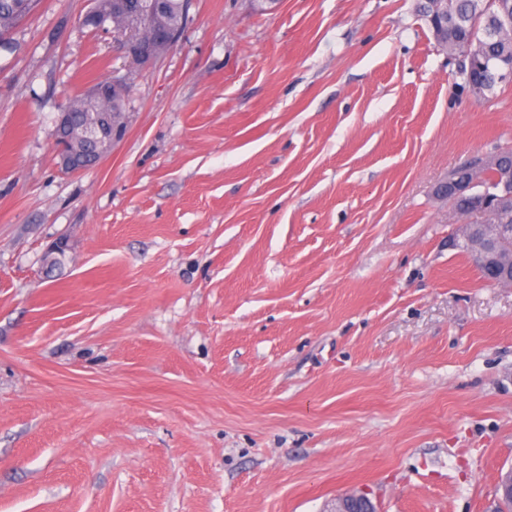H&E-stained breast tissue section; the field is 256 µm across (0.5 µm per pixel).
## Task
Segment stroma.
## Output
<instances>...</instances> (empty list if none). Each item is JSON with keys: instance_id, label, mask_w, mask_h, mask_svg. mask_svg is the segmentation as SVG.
Here are the masks:
<instances>
[{"instance_id": "1", "label": "stroma", "mask_w": 512, "mask_h": 512, "mask_svg": "<svg viewBox=\"0 0 512 512\" xmlns=\"http://www.w3.org/2000/svg\"><path fill=\"white\" fill-rule=\"evenodd\" d=\"M418 0H193L142 67L37 0L0 48V512H491L512 288L434 187L512 147ZM128 74L64 173L60 106ZM66 264L46 277L59 236ZM71 104L68 102L60 108L56 117L55 128V146L59 157V164L62 171L67 173H78L86 170V166L81 163L78 155L69 149L67 139L62 135L63 130L67 127ZM127 126H110L108 120L101 116L95 117L84 129L85 139H95L100 144L98 164L126 136ZM97 164V165H98Z\"/></svg>"}]
</instances>
